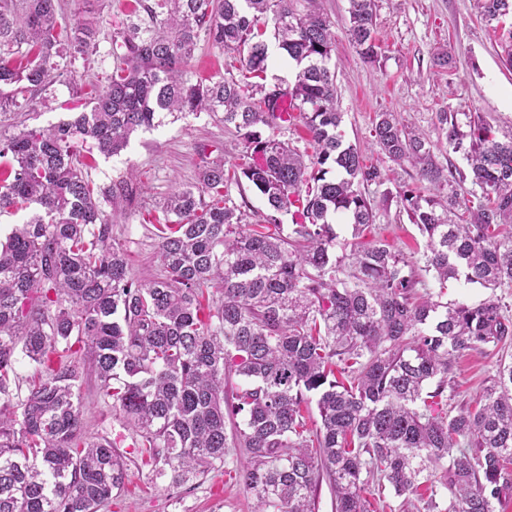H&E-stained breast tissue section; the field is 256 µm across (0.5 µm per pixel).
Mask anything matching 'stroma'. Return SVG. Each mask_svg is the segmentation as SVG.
Listing matches in <instances>:
<instances>
[{
    "label": "stroma",
    "mask_w": 512,
    "mask_h": 512,
    "mask_svg": "<svg viewBox=\"0 0 512 512\" xmlns=\"http://www.w3.org/2000/svg\"><path fill=\"white\" fill-rule=\"evenodd\" d=\"M133 2L63 0L66 13L101 16L97 49L89 60L76 61L64 70L47 90L35 93L33 106L0 114V137L24 127L46 129L82 111L92 86L104 85L112 72V40L123 32ZM479 4L480 0H376L380 54L377 62L369 63L346 37L348 0L294 2L300 12H321L333 23L336 49L332 62L343 129L350 142L360 145L367 164L380 172L379 179L361 187L375 205L371 232L408 255H422L425 239L401 211L398 195L405 185L418 183L419 175L412 166L391 162L378 152L373 137L375 117L380 112L396 113L403 124L420 130L433 143L443 166L463 173L469 167L462 154L449 150L440 113L453 115L462 127L479 113L500 133L512 132V70L499 58L502 34L485 25ZM443 49L450 63L441 67L436 55ZM238 66L237 54L204 44L195 54L189 77L196 81L235 76ZM202 144L217 147L230 165L241 154L238 134L225 128L221 114L213 112L168 118L157 128L138 131L127 149L115 156H104L89 146L81 150L88 175L97 185L107 187L124 176L138 187L130 205L108 211L138 278L153 279L161 271L153 233L159 205L177 189L196 182ZM498 360L491 348L462 355L448 387L451 406L473 404L495 374ZM81 395L87 435L119 440L129 452L124 487L113 496L106 512H251L252 496L235 479L239 459L184 484H172L169 477H156L150 468L141 466L136 453L129 451L132 430L99 397L94 379L85 380Z\"/></svg>",
    "instance_id": "35a3bbf8"
}]
</instances>
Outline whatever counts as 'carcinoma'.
<instances>
[{
    "mask_svg": "<svg viewBox=\"0 0 512 512\" xmlns=\"http://www.w3.org/2000/svg\"><path fill=\"white\" fill-rule=\"evenodd\" d=\"M136 3L89 110L0 138V212L37 206L0 241V512H102L122 489L124 454L83 430L90 374L160 476L184 481L242 449L254 512H316L324 481L335 512H372L369 487L408 502L445 462L444 512H496L512 499V363L471 406L453 411L445 391L464 352L512 340V317L496 295L439 297L451 279L512 288V133L499 140L481 116L464 132L440 115L481 191L459 224L466 177L444 171L394 113H377L379 152L428 183L399 193L426 238L417 268L366 235L374 209L359 186L379 172L341 130L327 16L294 0ZM348 14L350 44L376 62L375 0H349ZM481 15L502 24L512 0H481ZM269 20L299 67L278 95L282 82L266 76ZM96 38V23L66 17L60 0H0V112L28 108L56 82L62 52L85 60ZM202 41L237 53L244 78L191 83L185 67ZM197 112H220L239 133L240 175L206 156L198 180L164 199L162 274L143 281L102 207L131 203L137 186H96L78 144L115 155L135 131ZM290 125L306 129L313 153L280 139ZM242 177L271 210L255 229L230 197ZM338 219L351 226L340 255ZM211 288L219 297L205 306ZM22 358L35 367L25 393Z\"/></svg>",
    "mask_w": 512,
    "mask_h": 512,
    "instance_id": "obj_1",
    "label": "carcinoma"
}]
</instances>
